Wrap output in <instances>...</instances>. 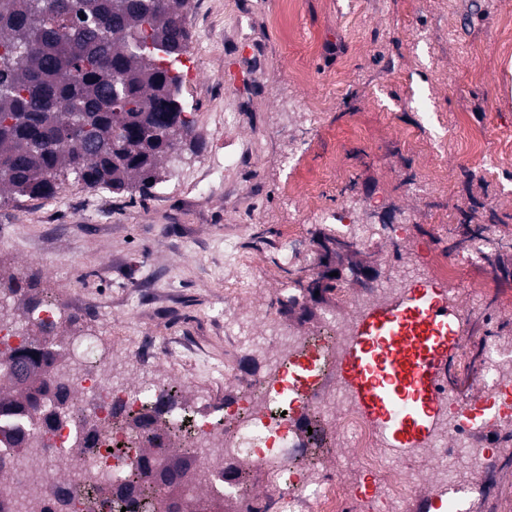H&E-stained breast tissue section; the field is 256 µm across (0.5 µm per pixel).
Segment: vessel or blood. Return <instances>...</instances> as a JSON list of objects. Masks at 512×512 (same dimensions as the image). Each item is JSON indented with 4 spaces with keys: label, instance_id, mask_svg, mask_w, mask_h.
I'll use <instances>...</instances> for the list:
<instances>
[{
    "label": "vessel or blood",
    "instance_id": "vessel-or-blood-1",
    "mask_svg": "<svg viewBox=\"0 0 512 512\" xmlns=\"http://www.w3.org/2000/svg\"><path fill=\"white\" fill-rule=\"evenodd\" d=\"M457 306L412 289L361 316L343 349L341 374L357 405L383 432L413 446L427 435L436 386L455 355Z\"/></svg>",
    "mask_w": 512,
    "mask_h": 512
}]
</instances>
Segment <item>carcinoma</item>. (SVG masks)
Here are the masks:
<instances>
[{
	"mask_svg": "<svg viewBox=\"0 0 512 512\" xmlns=\"http://www.w3.org/2000/svg\"><path fill=\"white\" fill-rule=\"evenodd\" d=\"M191 0H0V188L32 199L73 177L89 188L148 195L159 158L195 143L181 102ZM25 291L0 287V309ZM51 356L38 340L10 361L26 366L18 390ZM171 491L151 484L126 512H172Z\"/></svg>",
	"mask_w": 512,
	"mask_h": 512,
	"instance_id": "1",
	"label": "carcinoma"
}]
</instances>
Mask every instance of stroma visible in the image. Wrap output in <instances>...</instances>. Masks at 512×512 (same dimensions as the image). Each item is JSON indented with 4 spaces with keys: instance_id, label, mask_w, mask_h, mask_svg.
Instances as JSON below:
<instances>
[{
    "instance_id": "35a3bbf8",
    "label": "stroma",
    "mask_w": 512,
    "mask_h": 512,
    "mask_svg": "<svg viewBox=\"0 0 512 512\" xmlns=\"http://www.w3.org/2000/svg\"><path fill=\"white\" fill-rule=\"evenodd\" d=\"M510 21L512 0H193V69L182 99L195 114L201 150L162 159L165 178L145 196L72 180L52 199L0 202V279L31 277L52 290L64 309L57 334L111 357L115 385L155 390L172 381L186 406L236 409L241 387L221 369L242 361L273 380L277 361L336 304L328 292L305 310L269 312L282 288L307 287L330 271L276 262L289 225L302 224L308 248L330 230L312 218L315 201L289 193L326 157L336 159L326 206L345 199L362 222L400 229L399 246L375 238L376 252L392 256L384 303L437 278L422 258L425 247L448 246L437 221L458 224L470 213L492 237L512 239V175L496 172L500 135H512ZM262 54L270 70L259 75L250 60ZM234 100L242 117L228 129L224 108ZM304 104L316 105V121L301 112ZM463 131L481 133L486 173L473 170ZM408 132L447 139V156L418 159L404 144ZM226 139L244 146L240 164L188 197ZM440 164L447 181L418 190ZM231 233L238 254L262 257L249 273L252 290L240 295L225 284ZM500 288L486 304L448 286L461 310L508 312L499 334L512 342V277ZM146 335L157 353L142 352ZM320 424L319 470L344 474L354 512H378L379 495L350 463L333 419ZM497 430L488 449L501 464L497 478L485 466L465 472L473 483L495 480L496 492L473 500L470 512H501L512 501V419Z\"/></svg>"
}]
</instances>
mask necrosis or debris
<instances>
[{
    "mask_svg": "<svg viewBox=\"0 0 512 512\" xmlns=\"http://www.w3.org/2000/svg\"><path fill=\"white\" fill-rule=\"evenodd\" d=\"M448 235L459 246L438 260L437 288L457 283L468 292L478 285L464 275V264L482 265L486 248L476 229L449 228ZM458 332L464 349L448 369L445 383L436 389L438 402L448 406V424L434 434L428 454L420 462L408 463L400 449L390 447L384 434L370 422L351 398L339 378L338 350L350 336L337 312H325L319 328L309 336L308 348L323 350V365L310 393L291 390L293 401L320 416L335 415L336 431L348 448L350 460L362 472L373 476L383 495L382 508L389 512L397 504L417 498L421 479L431 470H441V493L448 496V512H463V506L477 489L462 470L466 464H488L487 439L476 436L462 410L466 404L457 390L459 380L479 376L484 391L497 398L512 390V346L504 344L494 329H487L482 353L473 356V318L460 316ZM108 366L101 363L65 374L57 369L43 372V379L84 395L82 404H70L71 415L58 424L34 423L21 452H8V466L0 472V512H88L84 488L111 490L123 479L124 462L139 453L140 428H116L113 411L131 419L149 415L150 409L137 392L113 387ZM243 391L239 411L216 424L211 413L190 409L181 415L183 434L199 455L210 456L211 468L204 471L208 484H223L226 496L244 499L239 482L229 479L235 459L246 458L266 466L269 455L281 463L268 468L267 479L273 492L272 512H351V498L342 487L340 476L321 474L316 478L294 480L307 451V425L302 417L284 413L281 395L271 394L264 382L242 373ZM81 414L85 424L75 428L73 414ZM66 466L67 480L55 472Z\"/></svg>",
    "mask_w": 512,
    "mask_h": 512,
    "instance_id": "1",
    "label": "necrosis or debris"
}]
</instances>
